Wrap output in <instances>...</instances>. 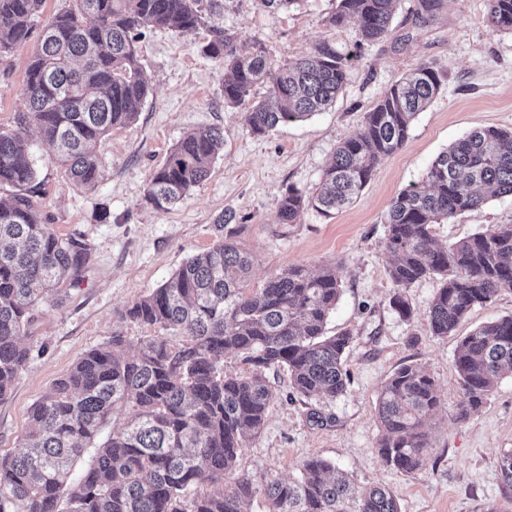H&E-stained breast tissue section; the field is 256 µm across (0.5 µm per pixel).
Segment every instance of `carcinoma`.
Returning <instances> with one entry per match:
<instances>
[{
	"mask_svg": "<svg viewBox=\"0 0 512 512\" xmlns=\"http://www.w3.org/2000/svg\"><path fill=\"white\" fill-rule=\"evenodd\" d=\"M69 2L45 25L28 62L29 112L18 116V129L0 130V188L14 191L10 201L0 200V400L28 360L21 336L35 306L63 293L87 260L85 249L45 223L29 196L36 172L23 134L28 123L56 150L69 179L94 186L98 144L112 129L135 122L137 105L151 90L137 41L153 29L207 30L202 51L224 64V102L248 105L247 123L259 136L326 109L351 73L349 56L326 41L271 68L261 44L224 28L220 0ZM42 3L0 0V55L27 42ZM396 4L339 0L329 23L353 18L361 41H378L389 32ZM486 23L512 32V0H489ZM446 81L444 71L425 62L393 82L361 128L340 143L318 185L282 195L277 223L293 224L307 209L328 217L351 205L381 161L403 148L414 119ZM262 82L270 84L269 100L250 101ZM223 143L219 127L180 140L152 173L149 201L164 207L183 199L209 176ZM484 189L512 194V131L476 129L451 144L421 183L393 198L385 216L394 287L441 278L428 314L436 337L453 335L472 308L512 289V224L447 247L431 234L438 221L480 208ZM251 268L249 253L216 242L127 311L159 332L181 333V346L149 336L137 355L126 357L125 338L115 333L109 344L82 353L31 406L24 451L0 455V512H250L261 491L267 512H400L388 490H358L347 472L320 457L306 460L297 479L270 478L256 486L243 478L215 488L264 425L272 401L266 370L286 368L293 391L309 400H334L348 384L344 364L352 334L326 331L342 291L336 271L311 274L290 265L263 287L249 288ZM229 353L242 357L251 372L224 373ZM454 365L462 394L458 418L465 419L512 374V316L463 337ZM439 402L434 379L414 364L382 383L378 452L387 465L402 474L423 468L431 448L428 421ZM117 408L128 411L126 422L98 442ZM76 467L80 474L73 480ZM498 467L511 489L512 451L500 456Z\"/></svg>",
	"mask_w": 512,
	"mask_h": 512,
	"instance_id": "cac0c4a2",
	"label": "carcinoma"
}]
</instances>
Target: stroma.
Wrapping results in <instances>:
<instances>
[{"mask_svg":"<svg viewBox=\"0 0 512 512\" xmlns=\"http://www.w3.org/2000/svg\"><path fill=\"white\" fill-rule=\"evenodd\" d=\"M338 0H299L290 10L266 0H224V26L261 42L271 66L309 53L320 41L352 53L350 80L332 106L308 119L250 132L245 107L224 104V66L207 57L205 30L182 34L146 31L139 42L151 91L137 121L113 129L99 148L94 187L75 185L34 125L25 136L36 169L32 195L45 222L89 252L62 300L39 303L22 341L29 359L11 392L0 400V453L22 446L31 405L86 350L107 344L113 332L135 351L153 335L126 311L160 287L189 257L217 239L216 220L233 213V239L254 258L250 285L262 287L291 265L315 273L331 266L342 293L331 312L329 333L351 331L346 353L349 384L336 400H307L293 393L284 370H269L274 393L260 434L240 452L225 484L247 478L298 477L311 457L331 460L360 485L389 489L401 512H486L497 505L512 512L498 469L512 450V376L504 378L486 404L458 418L461 391L453 364L460 337L512 315V290L473 308L453 336H432L427 312L441 285L422 279L403 292L412 315L393 308L395 288L385 251V214L396 195L422 180L428 167L470 131L512 129V33L485 23L487 0H440L427 21L416 17L417 0H398L387 38L358 45L355 21L331 26ZM38 36L0 59V129H16L27 105L25 70ZM424 61L447 74L444 89L415 118L405 146L386 157L357 200L332 217L303 211L296 223L276 221L288 188L315 187L340 142L404 73ZM218 126L224 146L210 176L179 203L157 208L146 199L153 171L186 133ZM497 224H512V195L489 198L480 208L433 225L438 245L448 246ZM413 363L435 379L440 403L431 422L432 448L426 465L405 476L381 458L376 400L382 382ZM326 416L316 422L315 414Z\"/></svg>","mask_w":512,"mask_h":512,"instance_id":"1","label":"stroma"}]
</instances>
